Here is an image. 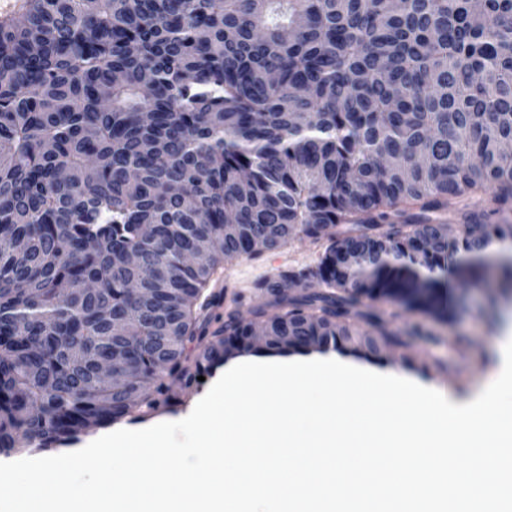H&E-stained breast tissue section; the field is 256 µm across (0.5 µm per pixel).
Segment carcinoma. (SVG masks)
Masks as SVG:
<instances>
[{"label":"carcinoma","instance_id":"obj_1","mask_svg":"<svg viewBox=\"0 0 512 512\" xmlns=\"http://www.w3.org/2000/svg\"><path fill=\"white\" fill-rule=\"evenodd\" d=\"M509 143L512 0H30L0 20V455L168 411L242 352L407 346L386 306L449 316L448 254L512 241ZM295 238L316 268L208 312ZM322 251L320 244L308 239H295L280 249L264 251L255 259H241L226 265L219 280L214 281L210 288L224 289L226 285L229 294L241 292L245 298L240 310L244 317L251 319L248 309L261 303L260 295L252 289L254 282L277 269L300 265L315 266Z\"/></svg>","mask_w":512,"mask_h":512}]
</instances>
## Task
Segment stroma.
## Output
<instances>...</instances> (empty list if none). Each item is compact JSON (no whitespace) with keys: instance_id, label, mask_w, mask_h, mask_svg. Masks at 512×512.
I'll use <instances>...</instances> for the list:
<instances>
[{"instance_id":"obj_1","label":"stroma","mask_w":512,"mask_h":512,"mask_svg":"<svg viewBox=\"0 0 512 512\" xmlns=\"http://www.w3.org/2000/svg\"><path fill=\"white\" fill-rule=\"evenodd\" d=\"M321 253L320 244L296 239L257 258L226 265L213 286L242 293L250 307L260 302L254 282L278 269L316 265ZM458 295L461 311L449 321L401 313L397 325L417 328L419 337L408 347L385 353L378 366L452 389L458 402L467 403L480 394L482 379L498 369L496 346L512 332V289L496 273L487 272L470 280Z\"/></svg>"}]
</instances>
